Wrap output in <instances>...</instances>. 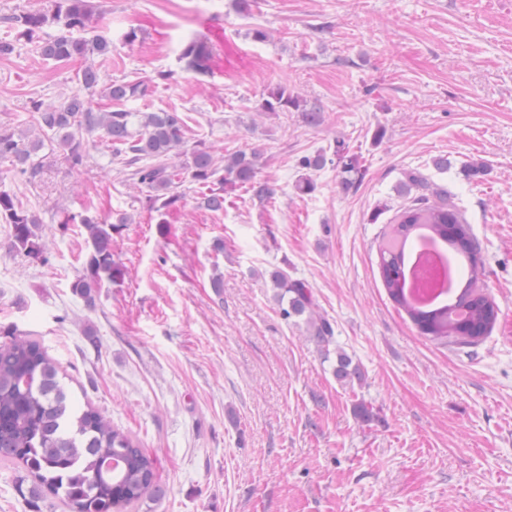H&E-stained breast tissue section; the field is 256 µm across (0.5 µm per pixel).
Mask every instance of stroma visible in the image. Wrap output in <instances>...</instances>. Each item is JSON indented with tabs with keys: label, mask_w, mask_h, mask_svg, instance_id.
I'll use <instances>...</instances> for the list:
<instances>
[{
	"label": "stroma",
	"mask_w": 512,
	"mask_h": 512,
	"mask_svg": "<svg viewBox=\"0 0 512 512\" xmlns=\"http://www.w3.org/2000/svg\"><path fill=\"white\" fill-rule=\"evenodd\" d=\"M91 3L90 34L112 43L94 59L102 84L149 86L125 109L183 113L189 145L219 162L259 150L274 188L260 202L236 187L211 211L184 182L161 217L98 135L78 169L57 149L32 179L0 163V190L38 217L46 246L42 262L7 252L0 223V326L39 342L79 406L154 460L162 495L126 512H512V0ZM50 5L0 0V41L16 42L0 57L2 129L33 131L30 100L80 89L82 61L37 56L6 22ZM198 36L214 48L206 77L179 60ZM280 84L320 103L321 123L256 112ZM340 141L355 184L330 161L300 193L298 159ZM412 171L447 189L480 245L498 319L478 346L422 336L383 285L379 245ZM67 213L127 219L113 234L123 276L91 309L71 289L89 247ZM275 268L309 286L331 357L304 318H282ZM338 352L358 378L337 380Z\"/></svg>",
	"instance_id": "obj_1"
}]
</instances>
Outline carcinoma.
Returning <instances> with one entry per match:
<instances>
[{
  "label": "carcinoma",
  "mask_w": 512,
  "mask_h": 512,
  "mask_svg": "<svg viewBox=\"0 0 512 512\" xmlns=\"http://www.w3.org/2000/svg\"><path fill=\"white\" fill-rule=\"evenodd\" d=\"M92 5L89 0H53L51 10L22 12L8 18L16 40L35 46L45 59L70 62L112 53V43L102 36L85 38L81 32L89 26ZM50 24L60 26L53 38L40 36ZM212 50L203 38L191 39L182 49L184 68L200 76L211 70ZM81 89L59 105L46 106L30 101L40 137L25 140L0 129V160L8 161L20 174H35L42 167L38 152L45 144H55L66 154L69 164L78 168L87 159L83 132L99 130L112 148L123 158L131 175L148 189V207L158 213L175 207L182 199L176 185L189 181L209 187L200 197L201 206L210 210L224 208V186L242 185L253 198L264 201L273 194L269 180L259 176L260 154L255 150H238L224 160V178L218 187L210 186L217 173L215 158L200 145L185 151L187 123L178 112H129L118 107L121 102L145 95L143 83L114 82L105 88L116 107L94 112L87 95L100 92L97 69L87 66L80 74ZM260 112H302L303 120L316 126L322 121L321 109L314 104L301 107L298 97L286 86H277L257 104ZM138 129H133V126ZM186 157L180 169L168 165L166 158ZM336 160L345 181L356 173L353 159L344 143L337 142ZM11 226V249L33 260L43 259L45 246L37 233L39 219L29 214L7 192H0V223ZM67 224H81L88 232L90 252L83 272L72 283V290L87 305H95L98 288L105 280L116 279L121 270L112 254V232L127 223L120 217L114 223L95 215L74 216ZM426 231L434 243L453 248L462 245L470 265V276L461 287L453 286L450 303L427 307L412 305L406 295L403 247L412 237ZM387 243L380 247V270L391 300L402 309L420 333L441 344L462 347L478 345L497 319L495 303L477 288L481 266L479 243L470 234L468 224L448 191L433 188L430 193L413 197L401 209L396 222L386 234ZM278 301H287L285 316L302 315L314 309L308 286L291 280L288 273L275 269L270 273ZM467 311L456 321L448 317V305ZM5 341L0 344V460H16L32 477L21 478L18 490L32 501L52 494L72 512H121L142 500L158 497L153 462L138 442L115 429L92 407L83 410L73 403L60 382L56 363L34 340L12 326L0 329ZM334 330L321 318L311 323L310 336L321 348L332 342Z\"/></svg>",
  "instance_id": "carcinoma-1"
}]
</instances>
